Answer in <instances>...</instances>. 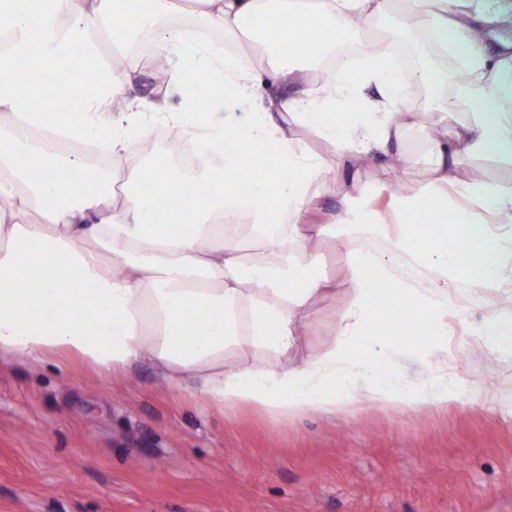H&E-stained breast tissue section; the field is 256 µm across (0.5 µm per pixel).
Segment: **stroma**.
I'll list each match as a JSON object with an SVG mask.
<instances>
[{
  "label": "stroma",
  "instance_id": "obj_1",
  "mask_svg": "<svg viewBox=\"0 0 512 512\" xmlns=\"http://www.w3.org/2000/svg\"><path fill=\"white\" fill-rule=\"evenodd\" d=\"M364 34L412 54L430 45L398 10ZM342 170L382 201L398 179L413 193L431 179L421 163ZM482 315L471 303L451 321L464 391L512 374V348L474 336ZM0 512H512V413L480 394L274 420L165 390L146 366L115 378L76 357L1 361Z\"/></svg>",
  "mask_w": 512,
  "mask_h": 512
}]
</instances>
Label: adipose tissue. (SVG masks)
<instances>
[{
	"label": "adipose tissue",
	"instance_id": "obj_1",
	"mask_svg": "<svg viewBox=\"0 0 512 512\" xmlns=\"http://www.w3.org/2000/svg\"><path fill=\"white\" fill-rule=\"evenodd\" d=\"M149 2L0 0V359L58 353L106 373L145 364L167 390L193 388L216 408L245 405L273 419L466 400L448 373L449 315L480 300L478 340L512 342V184L458 179L473 156L512 164V0H197L207 28L256 41L271 74L300 89L268 101L238 55L166 26L175 0ZM397 7L438 49L415 69H397L358 38ZM132 35L165 60V95L128 97L139 72ZM352 42L363 66L340 63L319 92L308 89L306 61ZM76 45L112 72L109 88L73 96L76 118L61 125L66 139L108 148L100 188L79 195L69 178L87 173L84 160L19 134L43 109L16 79L21 62L47 76L70 70ZM448 51L461 80L448 79ZM415 85L429 91L419 114L409 109ZM369 86L376 98L365 96ZM460 102L468 112L451 118ZM424 115L432 130L422 155L390 154ZM160 124L195 142L203 163L182 176L153 161L127 167ZM298 125L350 161H425L431 187L378 210L301 144ZM187 184L195 195L182 196ZM332 191L341 195L334 223H312ZM162 196L178 206L161 210ZM322 244L342 256L339 275L316 269ZM335 303L334 339L294 359ZM200 314L207 331L194 339ZM408 335L432 352L416 379L381 365Z\"/></svg>",
	"mask_w": 512,
	"mask_h": 512
}]
</instances>
